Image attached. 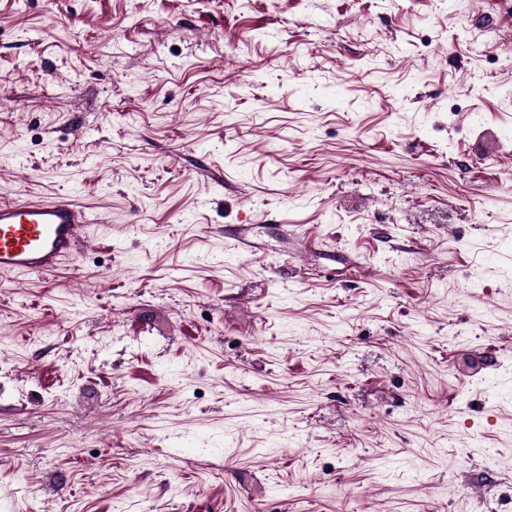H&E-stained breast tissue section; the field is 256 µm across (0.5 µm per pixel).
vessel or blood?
Wrapping results in <instances>:
<instances>
[{"mask_svg": "<svg viewBox=\"0 0 512 512\" xmlns=\"http://www.w3.org/2000/svg\"><path fill=\"white\" fill-rule=\"evenodd\" d=\"M91 223L73 200L0 201V275H57L78 254Z\"/></svg>", "mask_w": 512, "mask_h": 512, "instance_id": "vessel-or-blood-1", "label": "vessel or blood"}]
</instances>
